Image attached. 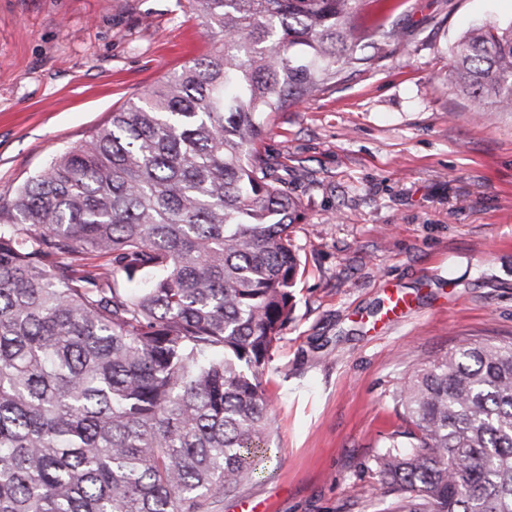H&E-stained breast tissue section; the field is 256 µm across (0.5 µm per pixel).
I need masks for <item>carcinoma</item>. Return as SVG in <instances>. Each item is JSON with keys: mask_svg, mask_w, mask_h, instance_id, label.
Segmentation results:
<instances>
[{"mask_svg": "<svg viewBox=\"0 0 512 512\" xmlns=\"http://www.w3.org/2000/svg\"><path fill=\"white\" fill-rule=\"evenodd\" d=\"M367 2L192 0L208 51L0 201V512H207L266 469L300 213L256 145L382 49ZM454 69L512 112V23ZM391 399L411 429L375 458L382 512H512V337L462 339Z\"/></svg>", "mask_w": 512, "mask_h": 512, "instance_id": "carcinoma-1", "label": "carcinoma"}]
</instances>
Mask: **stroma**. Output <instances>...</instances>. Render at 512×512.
Wrapping results in <instances>:
<instances>
[{"instance_id":"35a3bbf8","label":"stroma","mask_w":512,"mask_h":512,"mask_svg":"<svg viewBox=\"0 0 512 512\" xmlns=\"http://www.w3.org/2000/svg\"><path fill=\"white\" fill-rule=\"evenodd\" d=\"M510 20L512 0H372L384 50L267 124L301 271L263 381L273 460L211 512H374L413 363L512 336V112L452 76L467 30ZM207 49L189 0H0V199Z\"/></svg>"}]
</instances>
